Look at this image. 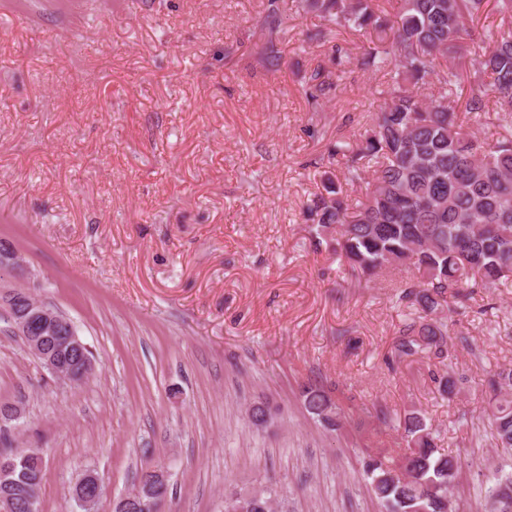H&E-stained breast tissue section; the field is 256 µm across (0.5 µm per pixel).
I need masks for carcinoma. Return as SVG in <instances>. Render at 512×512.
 Wrapping results in <instances>:
<instances>
[{"label":"carcinoma","mask_w":512,"mask_h":512,"mask_svg":"<svg viewBox=\"0 0 512 512\" xmlns=\"http://www.w3.org/2000/svg\"><path fill=\"white\" fill-rule=\"evenodd\" d=\"M395 2L390 13L376 0H297V10L323 21L309 39L328 43L339 28L373 31L376 41L363 64L392 73L360 141L338 139L331 150L345 159V182L365 185L364 195L353 201L328 177L305 217L314 249L336 254L354 277L416 270L401 299L418 305L423 316L405 324L397 351L410 356L423 348L441 356L446 330L434 316L444 305L512 282V139L481 138L458 116L477 122L492 111L500 127L512 130V0H494L497 23L479 28L472 22L488 0ZM279 13V0H267L258 21L253 57L263 67L277 61ZM332 75L315 68L306 97L316 101L334 88ZM488 387L512 389V367L498 368ZM303 394L326 429L340 426V408L321 391ZM492 424L497 445L512 448V402L495 406ZM399 427L404 453H380L367 462L373 495L386 512H445L458 460L439 451L422 414L405 415ZM0 460L17 463L8 494L18 512H26L44 478L40 449L18 455L2 448ZM236 496L249 498L247 512H269L268 489Z\"/></svg>","instance_id":"1"}]
</instances>
